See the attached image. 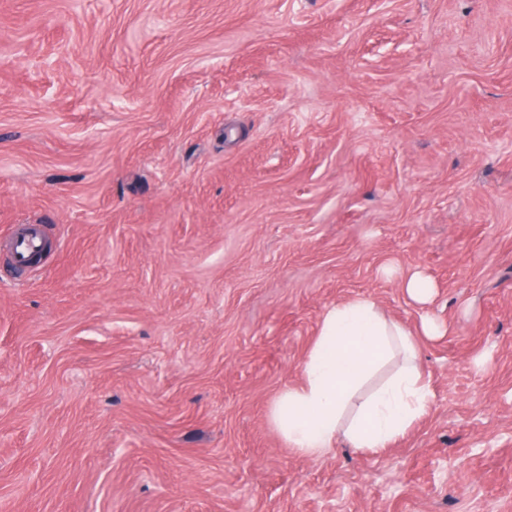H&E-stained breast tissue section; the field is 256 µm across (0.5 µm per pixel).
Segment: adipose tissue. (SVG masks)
<instances>
[{
    "label": "adipose tissue",
    "mask_w": 512,
    "mask_h": 512,
    "mask_svg": "<svg viewBox=\"0 0 512 512\" xmlns=\"http://www.w3.org/2000/svg\"><path fill=\"white\" fill-rule=\"evenodd\" d=\"M396 353L403 354L404 367L341 426L355 388ZM418 355L412 331L389 319L371 297L336 303L320 319L301 381L280 395L270 418L289 446L306 456L335 448L341 435L361 450L387 448L427 411L430 389Z\"/></svg>",
    "instance_id": "adipose-tissue-1"
}]
</instances>
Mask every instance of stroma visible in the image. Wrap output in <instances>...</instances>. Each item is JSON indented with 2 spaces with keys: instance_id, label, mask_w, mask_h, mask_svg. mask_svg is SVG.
<instances>
[{
  "instance_id": "35a3bbf8",
  "label": "stroma",
  "mask_w": 512,
  "mask_h": 512,
  "mask_svg": "<svg viewBox=\"0 0 512 512\" xmlns=\"http://www.w3.org/2000/svg\"><path fill=\"white\" fill-rule=\"evenodd\" d=\"M15 224L0 512H512V0H0ZM359 295L430 406L307 457L269 412ZM16 238L14 255L18 266L23 264L30 244H39L41 233L37 224H18L13 232ZM402 288H405L411 299L424 302L431 296L433 285L427 276L415 271L403 280Z\"/></svg>"
}]
</instances>
